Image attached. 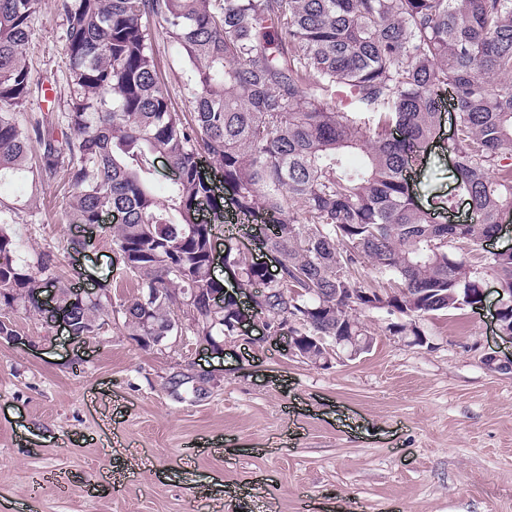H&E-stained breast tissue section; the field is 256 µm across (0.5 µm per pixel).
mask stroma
Masks as SVG:
<instances>
[{"label":"stroma","mask_w":512,"mask_h":512,"mask_svg":"<svg viewBox=\"0 0 512 512\" xmlns=\"http://www.w3.org/2000/svg\"><path fill=\"white\" fill-rule=\"evenodd\" d=\"M27 54L47 92L19 120L63 109L69 69L62 27L50 9L32 22ZM158 65L177 111L191 112L187 74L161 27ZM420 202L453 186L432 150L409 180ZM68 187L48 179L40 221L12 230L27 254L53 252L62 284L107 292L119 305L137 291L112 266L108 224L63 220ZM85 239L81 253L67 239ZM456 310L422 321L426 346L386 333L383 314L363 312L375 332L360 358L315 366L289 357L258 330L208 354L193 333L141 349L114 318L86 343L61 323L0 307L15 336L0 338V512H512V375L487 370L484 351L512 356L493 317ZM199 394L184 386L198 372ZM222 442L185 456L187 442ZM135 473L122 499L110 477Z\"/></svg>","instance_id":"1"}]
</instances>
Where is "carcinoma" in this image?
<instances>
[{"label": "carcinoma", "mask_w": 512, "mask_h": 512, "mask_svg": "<svg viewBox=\"0 0 512 512\" xmlns=\"http://www.w3.org/2000/svg\"><path fill=\"white\" fill-rule=\"evenodd\" d=\"M45 0H0V184L23 173L62 174L64 213L97 224L110 211L114 263L138 285L120 304L122 328L174 336L188 316L197 336L231 335L240 314L224 307L214 238L224 202L202 174L216 166L234 202L232 228L264 235L276 278L231 243L224 265L239 288H261L258 313L302 337L369 336L354 315L363 290L401 296L385 331L482 302L484 278L512 291V251L467 257L512 210V0H51L70 71L65 112L22 124L33 95L26 47ZM188 67L193 112L175 111L148 22ZM456 114L446 151L457 196L431 209L409 192L406 172L436 135L443 95ZM173 178L155 192L153 158ZM465 197L479 222L441 225L437 213ZM34 211L0 197V304L38 312L55 261H30L9 232ZM370 265L395 284L356 276ZM105 306L71 309L77 332L105 325Z\"/></svg>", "instance_id": "obj_1"}]
</instances>
